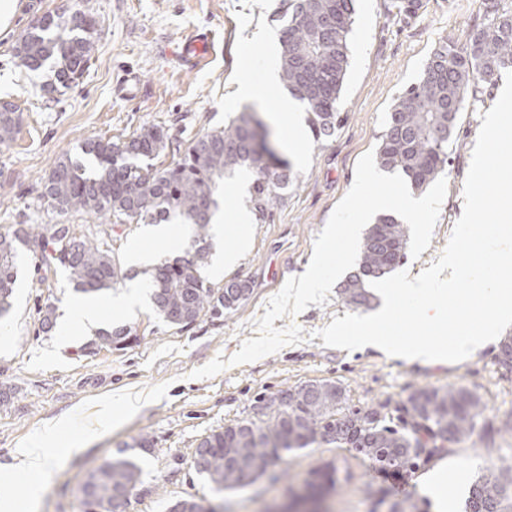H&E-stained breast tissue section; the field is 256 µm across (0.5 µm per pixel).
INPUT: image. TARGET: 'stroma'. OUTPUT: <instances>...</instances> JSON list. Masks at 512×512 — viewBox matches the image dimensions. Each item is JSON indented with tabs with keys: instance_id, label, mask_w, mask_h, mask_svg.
<instances>
[{
	"instance_id": "stroma-1",
	"label": "stroma",
	"mask_w": 512,
	"mask_h": 512,
	"mask_svg": "<svg viewBox=\"0 0 512 512\" xmlns=\"http://www.w3.org/2000/svg\"><path fill=\"white\" fill-rule=\"evenodd\" d=\"M393 0H357L349 41L350 66L340 95L344 121L333 136L315 141L305 135L299 152L277 142L292 163L293 183L271 220L254 223L247 249L232 276L249 281L252 293L223 317L200 319L179 329L158 318L151 306L126 314L105 312L104 327L130 326L137 344L122 351L81 355L91 335L73 323L71 335L39 330L38 305L51 303L57 316L68 313L80 295L64 268L37 273L36 255L25 256L18 300L0 320V392H13L0 410V465L13 463L16 449L59 418L58 459L30 503L29 512H83L80 488L105 461H138L141 481L119 512H167L169 502L192 499L223 505L224 512H266L302 487L313 469L335 462L338 488L328 496V512H389L392 504L413 502L419 512H439L438 502L420 487L421 477L438 474L444 492L462 508L463 493L485 469L512 466V372L497 360V345L469 359L438 366L391 360L370 349L348 351L325 346L318 332L348 313L338 291L322 305L296 317L275 320V327L297 324L306 339L256 362L231 366L199 379L193 370L216 356L230 357L244 339L254 337L253 322L285 282L305 272L314 240L338 201L351 188L360 157L376 150L385 118L397 98L419 80L424 65L443 41L463 44L485 23L484 0H421L417 16H397ZM280 0H72L73 8L99 22L96 46L82 78L54 93L44 91L49 71H28L14 63L12 48L35 19L55 10L57 0H17L8 31L0 30V101L18 106L22 124L13 141L0 145V233L20 224H73L89 237L111 241L120 258L131 250L156 253L158 259L184 256L188 230L175 225L176 237L163 242L146 224H113L74 212L59 218L43 199L44 184L56 159L79 153L91 138L128 141L145 125L168 129L173 146L154 160L169 165L178 149L199 135L223 126L242 111L228 95L239 82H261L257 59L279 64L280 46L270 42L278 27L272 20ZM213 30L222 49L202 70L182 65L177 42L194 30ZM140 82L132 96L120 94L128 72ZM501 81L483 85L461 112L452 162L445 175L447 194L429 248L419 258L405 257L401 267L418 275L438 259L463 212V189L482 116L497 101ZM311 381H332L349 407L395 406L413 390L464 386L476 394L484 417L498 430L451 445L407 477L385 476L349 448L319 441L288 452L269 473L223 493L198 474L195 449L212 430L251 418L257 397ZM133 405L106 421L103 400ZM149 447H139L140 439Z\"/></svg>"
}]
</instances>
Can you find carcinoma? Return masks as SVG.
I'll return each instance as SVG.
<instances>
[{
  "label": "carcinoma",
  "mask_w": 512,
  "mask_h": 512,
  "mask_svg": "<svg viewBox=\"0 0 512 512\" xmlns=\"http://www.w3.org/2000/svg\"><path fill=\"white\" fill-rule=\"evenodd\" d=\"M356 0H283L280 23V80L306 107L308 123L318 142L341 125L338 100L349 65V35L355 21ZM490 22L476 29L469 43L457 48L441 43L429 56L419 80L411 84L387 114L376 151L377 166L402 173L410 188L424 191L449 164L460 113L468 93L512 70V14L500 12L498 0H485ZM78 17L47 12L34 20L14 47L16 65L29 71L45 68L53 73L49 91L75 83L94 52L99 22L82 10ZM256 113L244 111L195 139L171 166L157 168L150 160L172 146L160 125L143 127L127 142L94 138L82 147L87 160L63 155L52 169L42 193L60 215L82 212L97 218L111 216L117 224H188L192 235L186 256L156 264L150 273L154 312L181 329L204 316L219 319L251 294L248 283L234 277L215 286L205 275L210 254L207 241L212 218L219 207V180L240 170L252 174L250 203L261 221L273 217L292 183L286 160L257 148L251 131ZM22 113L10 103L0 104V145L11 141ZM408 225L391 214L379 216L366 230L355 273L342 284L347 305L368 307L373 299L370 283L389 275L406 256ZM40 252L41 265H60L69 272L74 290L96 295L123 280L113 246L78 235L69 224H20L0 234V317L11 309L18 279V260L27 252ZM55 325V307L39 309V331ZM137 340L122 326L101 331L86 347L120 351ZM296 398L283 406L277 395H263L264 411L254 418L212 430L198 443L206 462L198 473L219 491L239 487L243 476L256 480L279 465L284 454L316 442L349 418L351 434H338L328 442L339 448L360 443L362 456L373 463L384 454L412 448L402 461L411 471L418 461L442 454L446 445L493 425L482 419L480 401L465 387L420 388L402 400L393 416L384 406L343 407L341 388L333 382L313 381L295 387ZM142 469L130 458L104 462L85 483V512H99L118 492L132 493ZM336 466L312 471L308 487L328 494L337 487ZM465 512H512V466L488 469L469 489Z\"/></svg>",
  "instance_id": "1"
}]
</instances>
